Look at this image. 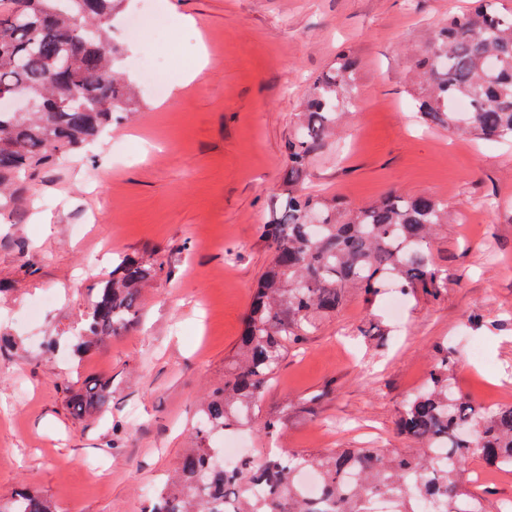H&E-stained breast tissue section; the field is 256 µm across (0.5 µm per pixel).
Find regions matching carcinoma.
Returning <instances> with one entry per match:
<instances>
[{"mask_svg": "<svg viewBox=\"0 0 512 512\" xmlns=\"http://www.w3.org/2000/svg\"><path fill=\"white\" fill-rule=\"evenodd\" d=\"M121 0H0V93L19 90L33 100L31 112L0 111V212L12 210L11 188L51 167L57 154L75 153L112 125L113 114L136 101L113 70L123 48L109 39L112 15ZM431 49L415 62L429 80L415 98L416 112L435 124L462 127L490 141L512 140V11L498 0H475L462 14L432 32ZM356 62L344 52L337 66L307 95L303 123L288 143V181L281 216L264 225L271 242L263 274L245 318L238 360L224 370V385L212 390L194 425L201 446L182 456L171 483L153 492L148 512H371L383 497L391 512H416L429 501L432 512H483L460 485L467 460L512 468V405L474 410L448 383V357L437 360L424 386L399 418L400 435L423 447L389 456L381 448H343L246 460L231 475L211 465V441L249 422L257 399L288 348L315 328L318 314L342 304L356 288L381 293L390 280L406 291L436 294L445 278L429 258L427 239L436 224L448 223V203L434 195H390L360 208H344L307 193L299 180L336 123L339 103L353 91ZM464 101L469 111L455 109ZM156 270L124 257L98 289L84 333L72 345L87 352L138 317L141 289ZM77 419L108 412L112 384L89 379L66 388ZM310 467L322 476L321 493L302 494L299 473ZM265 484L267 496L254 487ZM0 512H55L35 491L19 490L0 500Z\"/></svg>", "mask_w": 512, "mask_h": 512, "instance_id": "1", "label": "carcinoma"}]
</instances>
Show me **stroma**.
Wrapping results in <instances>:
<instances>
[{"instance_id":"stroma-1","label":"stroma","mask_w":512,"mask_h":512,"mask_svg":"<svg viewBox=\"0 0 512 512\" xmlns=\"http://www.w3.org/2000/svg\"><path fill=\"white\" fill-rule=\"evenodd\" d=\"M177 24L178 56L159 99L142 85V48L125 42L128 0L112 22L120 68L138 104L81 153L59 154L0 217V499L30 487L57 512H147L195 447L198 406L224 381L252 291L272 253L263 235L278 211L310 84L343 51L358 60L353 99L300 184L361 207L391 194L448 203L429 250L446 279L416 289L394 320L384 299L348 293L283 356L243 448L306 455L328 448L405 453L406 401L441 355L476 410L512 401V141L485 142L424 123L413 61L430 34L470 0H151ZM163 272L134 324L87 356L75 336L120 256ZM112 384L110 411L72 417L66 388ZM277 427L264 432L265 420ZM462 486L485 512L512 501V470L470 459Z\"/></svg>"}]
</instances>
